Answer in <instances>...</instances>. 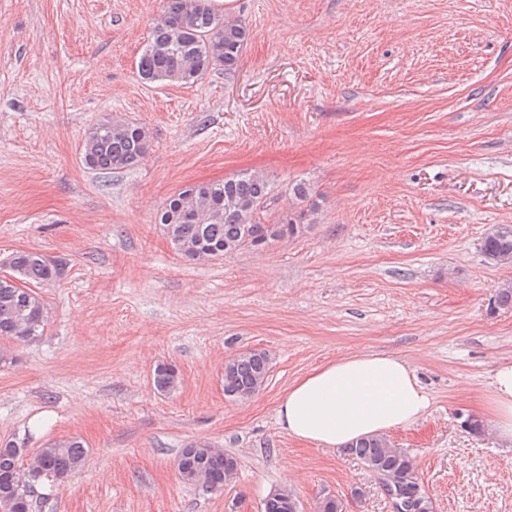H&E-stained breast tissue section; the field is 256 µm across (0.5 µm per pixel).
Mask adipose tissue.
Here are the masks:
<instances>
[{
  "label": "adipose tissue",
  "instance_id": "ef3b65f1",
  "mask_svg": "<svg viewBox=\"0 0 512 512\" xmlns=\"http://www.w3.org/2000/svg\"><path fill=\"white\" fill-rule=\"evenodd\" d=\"M430 398L411 366L383 353L351 354L315 368L280 398L277 421L293 438L343 450L422 419ZM483 408L493 432L512 443V364L497 368Z\"/></svg>",
  "mask_w": 512,
  "mask_h": 512
}]
</instances>
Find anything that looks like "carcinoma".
I'll use <instances>...</instances> for the list:
<instances>
[{
	"instance_id": "carcinoma-1",
	"label": "carcinoma",
	"mask_w": 512,
	"mask_h": 512,
	"mask_svg": "<svg viewBox=\"0 0 512 512\" xmlns=\"http://www.w3.org/2000/svg\"><path fill=\"white\" fill-rule=\"evenodd\" d=\"M249 28L244 20L215 11L210 0H164L163 12L153 26L137 61L139 77L150 83L193 84L213 70L224 71V79L235 77ZM149 129L136 122L106 117L92 125L82 146V161L90 169L108 171L135 166L150 146ZM302 207L291 215L269 221L264 205L271 194L269 179L246 173L224 180L204 181L172 196L159 214L158 222L175 250L188 260L208 249L224 256V247L258 244L264 249L273 242L300 232L318 210L310 188L303 182L292 186ZM481 251L496 264H512V225L492 226L485 234ZM13 280L0 277V337L31 342L43 335L46 312L42 299L30 284L56 280L59 265L32 251L11 254ZM270 358L252 350L224 365V396L239 402L255 395L265 384ZM178 384L174 365L164 364L155 372V385L169 392ZM24 444L0 443V512H32L33 487L44 479L61 482L79 470L87 449L76 439L54 442L39 449L33 462H20ZM367 468L395 475V486L404 495L419 494L422 507L432 503L422 490L411 457L394 447L384 435L363 439L347 449ZM177 468L184 481L195 486L210 485L216 491L237 471L234 457L196 442L183 448ZM293 497L279 491L263 502L264 512H293Z\"/></svg>"
}]
</instances>
